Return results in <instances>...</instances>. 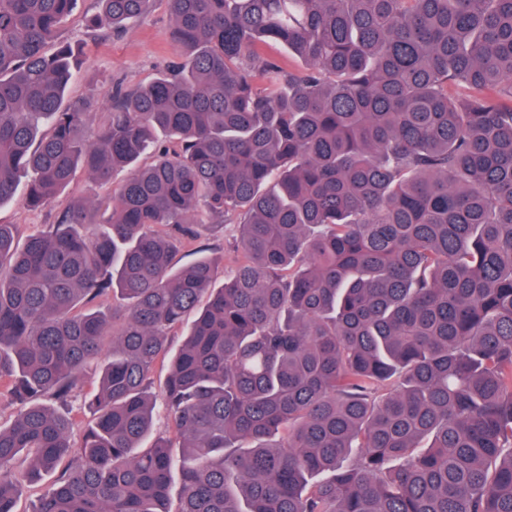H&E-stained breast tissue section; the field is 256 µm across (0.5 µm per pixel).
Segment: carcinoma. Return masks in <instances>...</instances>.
<instances>
[{
    "label": "carcinoma",
    "mask_w": 512,
    "mask_h": 512,
    "mask_svg": "<svg viewBox=\"0 0 512 512\" xmlns=\"http://www.w3.org/2000/svg\"><path fill=\"white\" fill-rule=\"evenodd\" d=\"M167 2L175 60L90 141L45 52L77 0H0V204L128 171L0 224V512L49 473L33 512H512V0ZM203 224L218 288L174 262ZM126 177L125 171H116L112 181L108 185L89 178L83 169L80 170L76 181L69 191L58 201L46 208L29 210L18 201L5 203L0 207V224H17L23 236L41 230L44 224H50L53 216L71 201L97 200L112 196V192L118 189ZM200 238L199 241L192 244L181 247L175 257V262L178 267H187L192 264L195 259L198 257V254L195 253V247L200 244H206L207 247L212 248L214 252L223 255V261L219 266L216 278L217 282L221 283L224 280V267L230 268L237 261V253L228 249L225 245V239H227L231 234V228H220V227H210L203 226L199 227Z\"/></svg>",
    "instance_id": "carcinoma-1"
}]
</instances>
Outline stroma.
<instances>
[{
    "instance_id": "1",
    "label": "stroma",
    "mask_w": 512,
    "mask_h": 512,
    "mask_svg": "<svg viewBox=\"0 0 512 512\" xmlns=\"http://www.w3.org/2000/svg\"><path fill=\"white\" fill-rule=\"evenodd\" d=\"M96 9L95 0H78L61 32L62 41L82 50L78 74L69 86L67 98L85 104L89 114L86 135L90 138L109 110L115 82H123L129 88L148 83L173 59L169 41L172 19L165 0H154L146 13L116 36L106 29L95 33L86 30L83 18ZM125 177V172L116 171L111 183L103 185L86 173H79L69 191L51 206L30 210L16 201L1 205L0 224L18 225L24 235L36 232L51 223L56 212L70 202L111 196Z\"/></svg>"
}]
</instances>
